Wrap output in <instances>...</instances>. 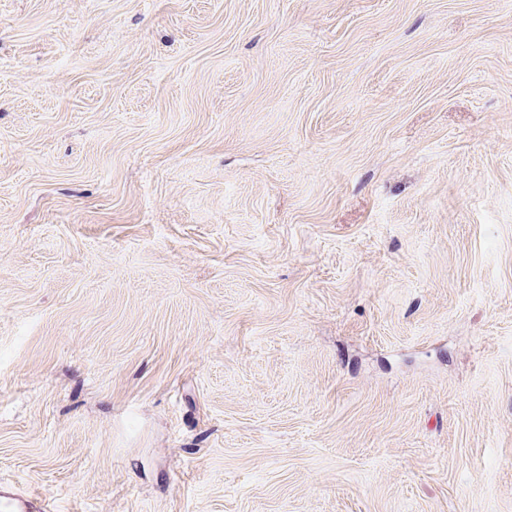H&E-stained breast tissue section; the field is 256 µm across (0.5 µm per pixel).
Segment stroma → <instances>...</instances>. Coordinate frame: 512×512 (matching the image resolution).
Wrapping results in <instances>:
<instances>
[{"mask_svg":"<svg viewBox=\"0 0 512 512\" xmlns=\"http://www.w3.org/2000/svg\"><path fill=\"white\" fill-rule=\"evenodd\" d=\"M1 483L512 512V6L0 0Z\"/></svg>","mask_w":512,"mask_h":512,"instance_id":"stroma-1","label":"stroma"}]
</instances>
